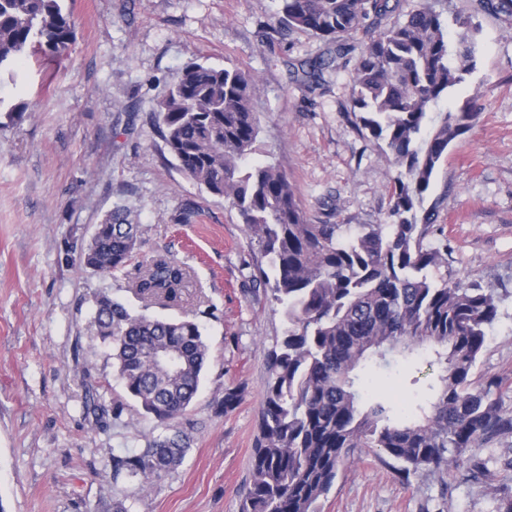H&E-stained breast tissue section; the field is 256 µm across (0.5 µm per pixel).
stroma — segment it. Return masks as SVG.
Segmentation results:
<instances>
[{"mask_svg": "<svg viewBox=\"0 0 512 512\" xmlns=\"http://www.w3.org/2000/svg\"><path fill=\"white\" fill-rule=\"evenodd\" d=\"M445 21L480 25L476 69L437 112L471 102L478 118L440 163L423 206L448 243L440 277L480 283L499 315L473 377L512 413V14L475 0H403ZM76 38L59 60L28 58L0 80V512H238L250 477L267 355L282 341L281 305L253 292L261 257L237 213L189 179L152 118L156 102L192 61L250 70L259 135L254 162L278 164L313 224H387L397 175L383 142L353 114L354 65L375 37L359 28L335 43L299 30L269 35L279 0H64ZM324 59L318 85L296 79ZM22 105L20 117L7 109ZM194 215L177 223L183 208ZM138 224L136 261L168 254L189 269L184 300L153 315L196 321L210 347L198 394L171 427L127 394L98 337L93 301L106 294L134 313L131 275L84 267L69 241L90 243L115 209ZM371 393L415 399L427 378L394 366L367 374ZM239 402L221 412L224 391ZM122 403L96 421L94 404ZM179 431L181 467L141 492L112 478L113 455L140 452ZM367 448L343 466L322 512H498V483L476 484L466 466L401 479Z\"/></svg>", "mask_w": 512, "mask_h": 512, "instance_id": "1", "label": "stroma"}]
</instances>
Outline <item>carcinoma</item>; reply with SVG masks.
I'll return each instance as SVG.
<instances>
[{"label": "carcinoma", "mask_w": 512, "mask_h": 512, "mask_svg": "<svg viewBox=\"0 0 512 512\" xmlns=\"http://www.w3.org/2000/svg\"><path fill=\"white\" fill-rule=\"evenodd\" d=\"M485 13L512 11V0H478ZM393 25L371 40L353 76L360 129L382 140L399 168L388 187L390 224H311L287 175L274 164H251L258 136L256 78L239 68L191 62L158 102L154 118L165 147L197 185L237 210L269 269L263 288L285 308L288 329L268 355L269 377L255 438L249 486L239 512H321L340 468L377 448L405 475L469 462L475 482L485 464L470 450L512 434V414L479 388L473 371L498 316L494 293L475 283H448L434 271L448 264V245L433 243L431 215L417 208L450 144L477 117L470 103L432 121V109L476 67L479 27L457 16L456 42L433 9L401 12V0H280L275 32L298 29L339 38L365 22ZM75 40L61 0H0V70L26 54L62 58ZM138 225L117 209L92 241H74L84 265L110 274L125 269ZM188 271L166 255L132 279L149 307L178 305ZM94 320L111 350L127 393L144 414L169 425L196 397L210 348L192 320L134 315L101 294ZM424 359L437 368L421 403L370 395V365ZM188 452L179 433L159 436L139 453L112 456V479H138L144 489L175 471Z\"/></svg>", "instance_id": "obj_1"}]
</instances>
